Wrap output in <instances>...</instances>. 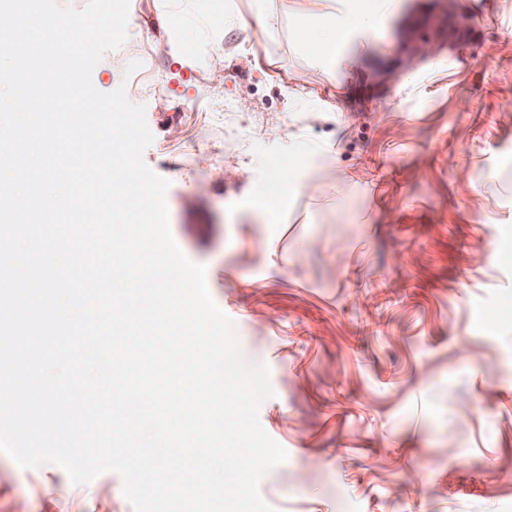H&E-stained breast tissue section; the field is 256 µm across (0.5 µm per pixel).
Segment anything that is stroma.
<instances>
[{
	"instance_id": "1",
	"label": "stroma",
	"mask_w": 512,
	"mask_h": 512,
	"mask_svg": "<svg viewBox=\"0 0 512 512\" xmlns=\"http://www.w3.org/2000/svg\"><path fill=\"white\" fill-rule=\"evenodd\" d=\"M295 8L130 0L92 73L145 106L172 236L270 369L259 418L288 457L260 493L274 512H512V0H395L350 29L349 69L311 62ZM178 40L223 68L174 63ZM0 512L133 510L117 474L75 485L0 452Z\"/></svg>"
}]
</instances>
